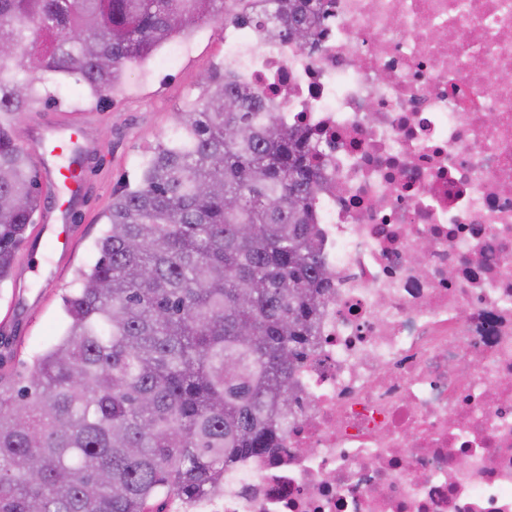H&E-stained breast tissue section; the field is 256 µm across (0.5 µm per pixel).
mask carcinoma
<instances>
[{
	"label": "carcinoma",
	"mask_w": 512,
	"mask_h": 512,
	"mask_svg": "<svg viewBox=\"0 0 512 512\" xmlns=\"http://www.w3.org/2000/svg\"><path fill=\"white\" fill-rule=\"evenodd\" d=\"M318 0H268L278 37L314 36ZM251 0H0V285L41 208L18 118L44 75L100 101L166 46ZM112 196L96 262L28 373L0 382V512H151L224 489L277 447L325 292L312 146L258 92L207 73Z\"/></svg>",
	"instance_id": "carcinoma-1"
}]
</instances>
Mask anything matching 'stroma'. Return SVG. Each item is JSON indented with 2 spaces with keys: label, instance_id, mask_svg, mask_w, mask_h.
Masks as SVG:
<instances>
[{
  "label": "stroma",
  "instance_id": "stroma-1",
  "mask_svg": "<svg viewBox=\"0 0 512 512\" xmlns=\"http://www.w3.org/2000/svg\"><path fill=\"white\" fill-rule=\"evenodd\" d=\"M224 54V26L209 24L205 38L177 63L130 67L123 89L107 102L78 97L61 88L55 78L46 86L53 99L48 106L21 113L20 136L33 158H40V133L51 120L65 114L84 121V139L98 148L89 163V191L70 227L68 254L29 230L12 279L0 288V376L12 379L26 373L34 354L51 344L63 326V300L73 290L79 270L98 257L94 244L105 229L112 193L139 174L143 155L169 134L175 110L198 92L202 77Z\"/></svg>",
  "mask_w": 512,
  "mask_h": 512
}]
</instances>
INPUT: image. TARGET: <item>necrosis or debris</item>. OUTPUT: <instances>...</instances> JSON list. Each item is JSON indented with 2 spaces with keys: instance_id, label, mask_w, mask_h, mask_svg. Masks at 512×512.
<instances>
[{
  "instance_id": "necrosis-or-debris-1",
  "label": "necrosis or debris",
  "mask_w": 512,
  "mask_h": 512,
  "mask_svg": "<svg viewBox=\"0 0 512 512\" xmlns=\"http://www.w3.org/2000/svg\"><path fill=\"white\" fill-rule=\"evenodd\" d=\"M224 58L313 147L327 290L287 432L201 512H512V0H320ZM266 2L268 5L264 13L277 19L278 24L272 29L278 37L300 46L306 45L311 40L314 36L311 20L317 9L318 0H268ZM293 30H300L302 34L296 37L293 35ZM304 37L305 41H303Z\"/></svg>"
}]
</instances>
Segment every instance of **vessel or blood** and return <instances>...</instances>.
<instances>
[{
    "label": "vessel or blood",
    "mask_w": 512,
    "mask_h": 512,
    "mask_svg": "<svg viewBox=\"0 0 512 512\" xmlns=\"http://www.w3.org/2000/svg\"><path fill=\"white\" fill-rule=\"evenodd\" d=\"M76 128L75 122L57 121L51 128L56 146L41 158L44 177L61 187L67 192L68 197L59 207L45 215L40 233L64 247L70 242L69 237L65 235L69 214L84 197V168L92 153L89 146L70 145L69 139Z\"/></svg>",
    "instance_id": "1"
}]
</instances>
